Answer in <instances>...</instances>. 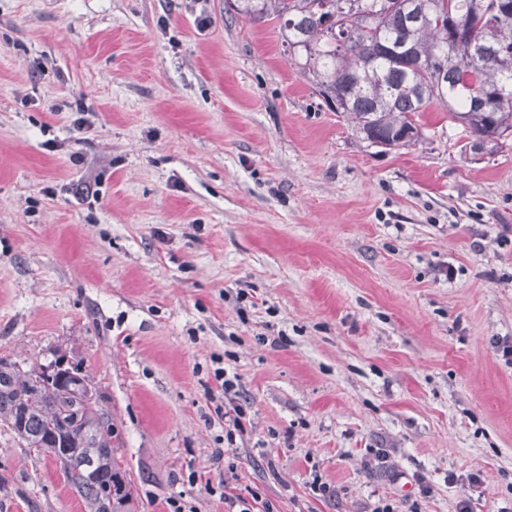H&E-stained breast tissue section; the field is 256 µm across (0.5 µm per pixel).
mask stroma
I'll return each mask as SVG.
<instances>
[{"label": "stroma", "instance_id": "35a3bbf8", "mask_svg": "<svg viewBox=\"0 0 512 512\" xmlns=\"http://www.w3.org/2000/svg\"><path fill=\"white\" fill-rule=\"evenodd\" d=\"M420 123L361 142L225 0H0V358L81 362L135 512H512V139ZM0 512H83L2 425Z\"/></svg>", "mask_w": 512, "mask_h": 512}]
</instances>
